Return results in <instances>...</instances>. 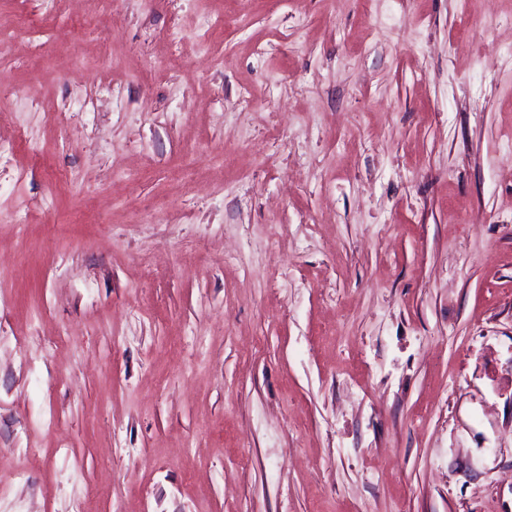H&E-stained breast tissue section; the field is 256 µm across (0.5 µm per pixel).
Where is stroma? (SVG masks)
Here are the masks:
<instances>
[{
	"instance_id": "obj_1",
	"label": "stroma",
	"mask_w": 512,
	"mask_h": 512,
	"mask_svg": "<svg viewBox=\"0 0 512 512\" xmlns=\"http://www.w3.org/2000/svg\"><path fill=\"white\" fill-rule=\"evenodd\" d=\"M76 11L0 0V512H512V0Z\"/></svg>"
}]
</instances>
